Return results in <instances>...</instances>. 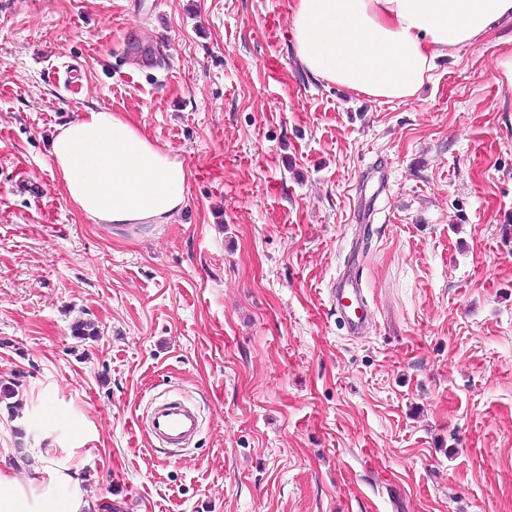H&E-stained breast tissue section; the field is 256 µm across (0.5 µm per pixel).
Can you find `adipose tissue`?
Segmentation results:
<instances>
[{"mask_svg": "<svg viewBox=\"0 0 512 512\" xmlns=\"http://www.w3.org/2000/svg\"><path fill=\"white\" fill-rule=\"evenodd\" d=\"M512 21V0H293L295 55L314 78L386 102L415 98L437 58L483 43ZM51 153L65 191L101 224H165L185 203L183 163L107 108L64 126ZM65 474L33 482L0 468V512H84L58 493Z\"/></svg>", "mask_w": 512, "mask_h": 512, "instance_id": "1", "label": "adipose tissue"}]
</instances>
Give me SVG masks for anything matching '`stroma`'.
Listing matches in <instances>:
<instances>
[{"label":"stroma","instance_id":"stroma-1","mask_svg":"<svg viewBox=\"0 0 512 512\" xmlns=\"http://www.w3.org/2000/svg\"><path fill=\"white\" fill-rule=\"evenodd\" d=\"M291 5L0 0V448L88 512H512L500 48L383 103L299 65ZM96 107L183 162L169 223L65 196L51 140ZM167 392L202 421L178 453L135 423Z\"/></svg>","mask_w":512,"mask_h":512}]
</instances>
